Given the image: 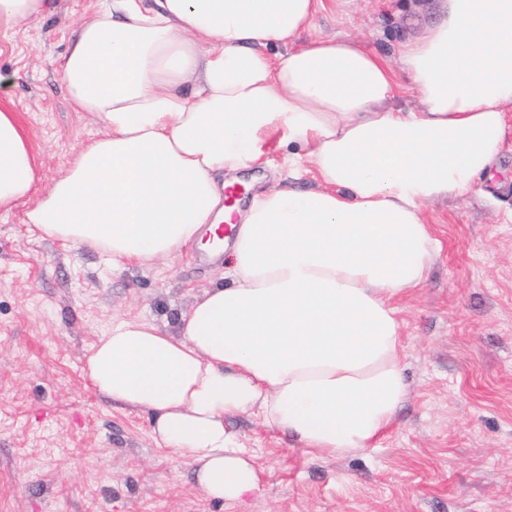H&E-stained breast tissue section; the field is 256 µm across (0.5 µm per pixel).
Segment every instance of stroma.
<instances>
[{"instance_id":"35a3bbf8","label":"stroma","mask_w":512,"mask_h":512,"mask_svg":"<svg viewBox=\"0 0 512 512\" xmlns=\"http://www.w3.org/2000/svg\"><path fill=\"white\" fill-rule=\"evenodd\" d=\"M98 0H48L0 36V73L41 180L0 212V512H512V107L491 175L427 205L441 249L397 300L408 396L370 448L309 452L256 416H228L261 476L234 503L210 499L191 463L159 447L147 414L105 400L86 357L113 319L177 333L222 281L196 246L146 267L31 230L26 212L103 123L74 111L58 64ZM436 0H324L305 40L350 36L396 60Z\"/></svg>"}]
</instances>
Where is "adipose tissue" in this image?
Listing matches in <instances>:
<instances>
[{
    "instance_id": "ef3b65f1",
    "label": "adipose tissue",
    "mask_w": 512,
    "mask_h": 512,
    "mask_svg": "<svg viewBox=\"0 0 512 512\" xmlns=\"http://www.w3.org/2000/svg\"><path fill=\"white\" fill-rule=\"evenodd\" d=\"M323 0H103L61 65L73 109L105 131L27 211L113 267L176 256L231 214L224 175L288 152L316 187L269 188L222 249L229 282L177 334L120 319L92 347L97 391L149 415L209 498L260 478L228 415H260L329 456L370 447L407 395L395 302L439 251L426 205L493 167L512 104V0H439L398 67L351 37L298 46ZM417 104H398L396 70ZM0 108V212L39 181Z\"/></svg>"
}]
</instances>
